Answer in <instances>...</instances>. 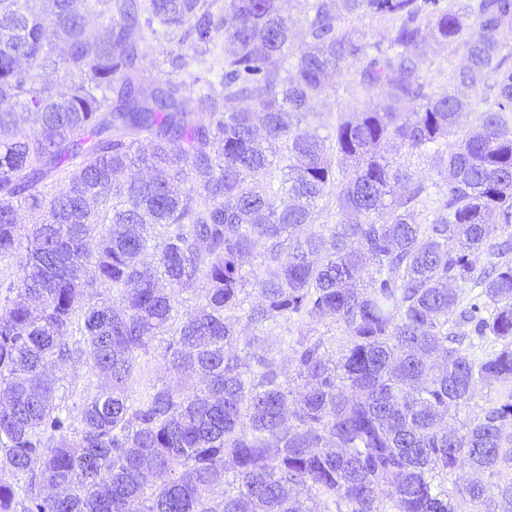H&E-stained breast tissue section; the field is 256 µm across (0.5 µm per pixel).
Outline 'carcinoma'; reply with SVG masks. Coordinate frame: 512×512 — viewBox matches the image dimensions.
I'll return each instance as SVG.
<instances>
[{"instance_id": "carcinoma-1", "label": "carcinoma", "mask_w": 512, "mask_h": 512, "mask_svg": "<svg viewBox=\"0 0 512 512\" xmlns=\"http://www.w3.org/2000/svg\"><path fill=\"white\" fill-rule=\"evenodd\" d=\"M28 2L0 0V263L21 212L38 216L23 277L0 280V471L16 478L0 512L480 506L482 482H445L512 468V394L459 429L443 418L479 383H512V0H311L300 44L280 0ZM344 13L393 19L388 45ZM146 29L176 45L163 77L144 65ZM428 38L465 53L440 92L421 82ZM351 66L352 102L323 137L315 105ZM48 67L74 77L68 93L39 83ZM458 87L494 91L475 133ZM399 146L438 157L437 180L413 182ZM330 195L340 220L318 224ZM468 283L485 306H461ZM308 318L340 328L335 358L322 336L287 338ZM246 329L290 353L240 355ZM472 334L498 349L472 358ZM157 346L195 389L147 377ZM79 366L76 427L49 370Z\"/></svg>"}]
</instances>
